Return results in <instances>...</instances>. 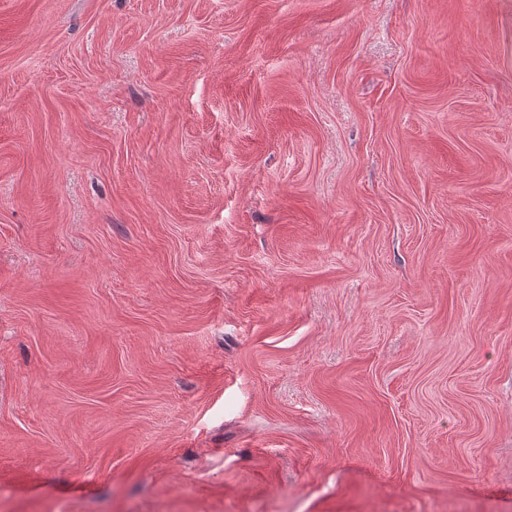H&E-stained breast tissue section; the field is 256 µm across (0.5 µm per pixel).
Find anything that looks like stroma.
<instances>
[{
	"label": "stroma",
	"mask_w": 512,
	"mask_h": 512,
	"mask_svg": "<svg viewBox=\"0 0 512 512\" xmlns=\"http://www.w3.org/2000/svg\"><path fill=\"white\" fill-rule=\"evenodd\" d=\"M0 512H512V0H0Z\"/></svg>",
	"instance_id": "35a3bbf8"
}]
</instances>
